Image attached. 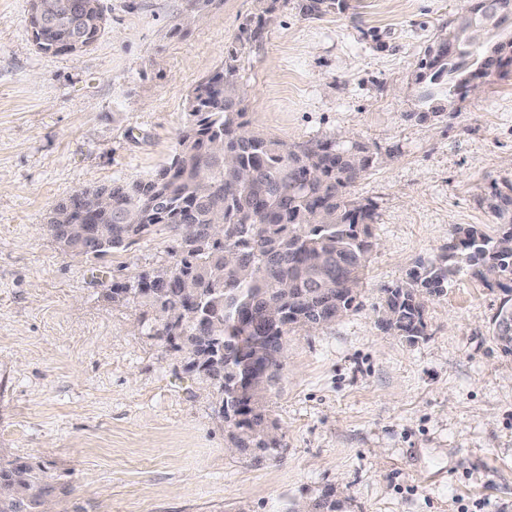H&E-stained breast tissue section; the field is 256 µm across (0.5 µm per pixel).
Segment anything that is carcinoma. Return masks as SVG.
Instances as JSON below:
<instances>
[{
    "label": "carcinoma",
    "mask_w": 512,
    "mask_h": 512,
    "mask_svg": "<svg viewBox=\"0 0 512 512\" xmlns=\"http://www.w3.org/2000/svg\"><path fill=\"white\" fill-rule=\"evenodd\" d=\"M80 0H41L59 16L55 35L73 39L71 9ZM80 36L85 51L104 32L99 0ZM478 0H462L455 17L425 47L415 81L425 87L421 100L453 104L494 77L512 74V31L498 37L493 52L479 43L484 30ZM263 21L241 28L239 45L224 64L204 78L189 97L190 125L178 136L170 165L145 180L112 184V204L96 206L71 195L65 213L56 205L48 231L64 247L71 230L89 240L85 255L99 258L152 235L161 226L179 243L171 265L107 289L111 300L141 304L152 314L153 335L189 360L216 383L224 415L232 424L237 448L274 450L278 446L268 419V394L274 381L252 385L254 350L274 343L284 351L297 329L316 330L358 307L360 288L375 246L370 202L351 189L377 161L359 140L328 137L288 143L246 129L238 78L246 43L262 34ZM458 39L450 58L448 36ZM501 221L491 237L474 227H458L448 250L384 289L378 314L386 330L410 341L425 335L429 297L444 292L449 277L465 270L505 297L493 316L498 327L512 314V183L492 186L482 198ZM224 225V236L209 238L202 229ZM276 298L278 312L263 308ZM57 487L42 467L0 458V512H49ZM348 512V498L332 487L282 512Z\"/></svg>",
    "instance_id": "carcinoma-1"
}]
</instances>
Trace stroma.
<instances>
[{"instance_id":"1","label":"stroma","mask_w":512,"mask_h":512,"mask_svg":"<svg viewBox=\"0 0 512 512\" xmlns=\"http://www.w3.org/2000/svg\"><path fill=\"white\" fill-rule=\"evenodd\" d=\"M100 0L101 37L37 49L29 0H0V456L45 468L54 512H280L334 487L351 512H512V355L491 320L503 293L466 273L426 304L416 341L377 318L386 288L435 260L455 226L495 233L481 203L512 182V78L425 115L424 47L460 0ZM249 129L289 142L368 143L352 190L375 207L356 310L298 330L270 392L273 452L231 448L214 381L106 290L169 266L166 229L103 258L46 228L78 188L146 179L190 122L192 90L242 24Z\"/></svg>"}]
</instances>
